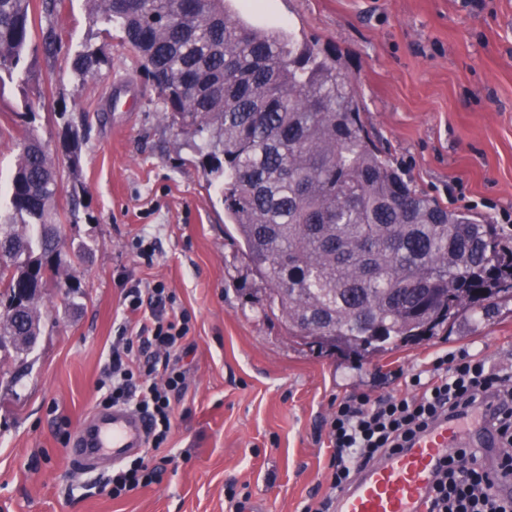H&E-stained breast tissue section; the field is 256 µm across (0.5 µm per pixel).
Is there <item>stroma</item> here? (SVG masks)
I'll return each instance as SVG.
<instances>
[{"label":"stroma","mask_w":512,"mask_h":512,"mask_svg":"<svg viewBox=\"0 0 512 512\" xmlns=\"http://www.w3.org/2000/svg\"><path fill=\"white\" fill-rule=\"evenodd\" d=\"M36 11L28 82L0 86V211L14 140L33 130L58 171L55 205L72 195L62 261L81 282L44 289L41 332L22 359L0 352V512H303L329 495L328 431L336 400L404 391L438 354L466 352L512 370V300L436 336L383 354L320 350L263 312L256 278L224 222L190 136L173 127L120 29L104 33L85 0ZM248 21L336 50L369 135L416 192L466 208L512 233V0H253ZM54 29V53L42 48ZM108 65L77 81L84 44ZM41 97L31 122L25 101ZM82 122L77 168L58 145L63 117ZM155 246L153 263L136 243ZM163 282L190 317L179 365L188 389L169 443L149 451L157 483L100 494L111 467L74 471L66 450L83 420L105 410L99 390L116 327L127 316L117 279Z\"/></svg>","instance_id":"stroma-1"}]
</instances>
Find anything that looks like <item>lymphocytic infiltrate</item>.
I'll use <instances>...</instances> for the list:
<instances>
[{"mask_svg":"<svg viewBox=\"0 0 512 512\" xmlns=\"http://www.w3.org/2000/svg\"><path fill=\"white\" fill-rule=\"evenodd\" d=\"M167 300L160 283L126 289L124 303L138 320L119 327L104 369L113 405L134 406L148 417L155 450L171 432L175 402L185 389L184 373L174 361L187 350L188 322L168 315ZM406 386V392L376 399L360 395L337 401L329 432L331 488H346L360 468L407 447L441 416L479 409L500 437L504 462L492 470L482 466L481 449H454L433 486L430 512H512V499L495 492L500 479L512 476V382L484 359L462 353L436 357L429 369L410 375ZM157 476L156 468L139 457L113 470L101 489L117 498L149 486Z\"/></svg>","mask_w":512,"mask_h":512,"instance_id":"1","label":"lymphocytic infiltrate"}]
</instances>
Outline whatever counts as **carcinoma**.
Returning <instances> with one entry per match:
<instances>
[{
    "instance_id": "carcinoma-1",
    "label": "carcinoma",
    "mask_w": 512,
    "mask_h": 512,
    "mask_svg": "<svg viewBox=\"0 0 512 512\" xmlns=\"http://www.w3.org/2000/svg\"><path fill=\"white\" fill-rule=\"evenodd\" d=\"M87 2L93 23L119 26L137 50L171 124L199 138L225 217L288 335L384 353L512 297L503 227L409 187L365 130L336 52L252 27L229 0ZM31 25V0H0V85L22 73ZM104 62L86 44L73 73L82 79ZM63 138L74 170V120ZM57 191L50 150L23 136L0 222V297L9 302L0 350L9 338L19 355L39 335L41 289L78 288L59 260ZM411 288L434 297H412Z\"/></svg>"
}]
</instances>
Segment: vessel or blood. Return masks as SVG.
Wrapping results in <instances>:
<instances>
[{
    "label": "vessel or blood",
    "mask_w": 512,
    "mask_h": 512,
    "mask_svg": "<svg viewBox=\"0 0 512 512\" xmlns=\"http://www.w3.org/2000/svg\"><path fill=\"white\" fill-rule=\"evenodd\" d=\"M459 417H444L419 434L410 447L381 458L360 471L352 484L336 495V512H426L436 475L459 442ZM148 421L117 406L84 420L67 457L72 467L90 471L101 462L114 464L141 451ZM474 448H495L499 438L489 423L468 436Z\"/></svg>",
    "instance_id": "obj_1"
}]
</instances>
